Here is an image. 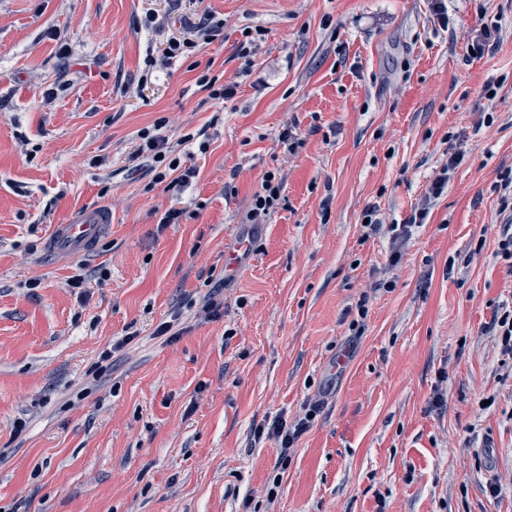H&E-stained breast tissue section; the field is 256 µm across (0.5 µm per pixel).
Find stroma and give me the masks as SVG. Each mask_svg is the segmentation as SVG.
Returning a JSON list of instances; mask_svg holds the SVG:
<instances>
[{"label": "stroma", "instance_id": "obj_1", "mask_svg": "<svg viewBox=\"0 0 512 512\" xmlns=\"http://www.w3.org/2000/svg\"><path fill=\"white\" fill-rule=\"evenodd\" d=\"M447 5L443 27L433 0H0V512H512V354L490 329L512 307V0ZM206 12L218 36L162 60ZM161 117L195 136L186 184L132 156ZM451 135L464 159L426 224L366 235V208L421 205ZM269 172L281 198L248 223ZM92 206L112 222L73 289L51 227ZM313 400L280 466L254 429ZM474 36L468 41L466 50L468 55L472 57H479L484 52L492 48L500 39V28L497 23L483 24L480 29L476 30ZM470 50L474 51V54L470 53ZM499 181L496 188L501 195V211L505 212L509 209L510 217L504 224L501 239L498 242L497 257L508 261V266L512 270V169L510 172L507 170L504 175H501Z\"/></svg>", "mask_w": 512, "mask_h": 512}]
</instances>
